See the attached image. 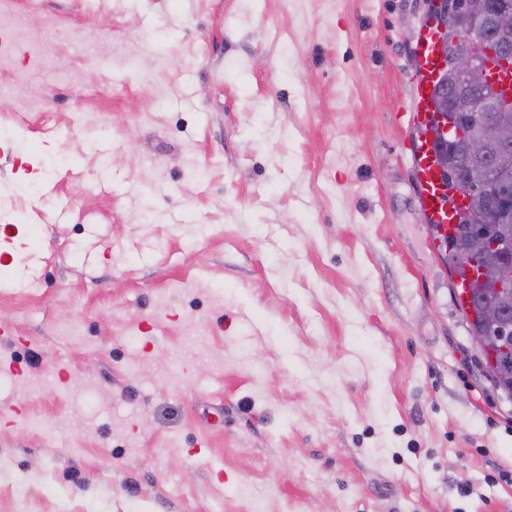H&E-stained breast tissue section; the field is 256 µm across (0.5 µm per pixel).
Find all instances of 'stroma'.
Instances as JSON below:
<instances>
[{
    "instance_id": "35a3bbf8",
    "label": "stroma",
    "mask_w": 512,
    "mask_h": 512,
    "mask_svg": "<svg viewBox=\"0 0 512 512\" xmlns=\"http://www.w3.org/2000/svg\"><path fill=\"white\" fill-rule=\"evenodd\" d=\"M8 6L0 512H512L412 162L428 0ZM23 41V30L19 23L0 19V62L8 61L14 48Z\"/></svg>"
}]
</instances>
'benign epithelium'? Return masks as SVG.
Here are the masks:
<instances>
[{"label": "benign epithelium", "mask_w": 512, "mask_h": 512, "mask_svg": "<svg viewBox=\"0 0 512 512\" xmlns=\"http://www.w3.org/2000/svg\"><path fill=\"white\" fill-rule=\"evenodd\" d=\"M463 16L475 17L459 31L462 51L455 71L471 92H451L442 109L430 103L436 124L448 144L462 148L464 162L481 177L469 176L454 193L458 210L467 218V232L455 250L456 262L471 278L487 283L501 300L512 297V7H495L485 17L474 16L472 0H454ZM428 21L440 58L432 85L445 80L448 57V2L431 0ZM493 329L496 352L490 375L496 381L512 377V324L502 321L496 303L482 308Z\"/></svg>", "instance_id": "obj_1"}]
</instances>
